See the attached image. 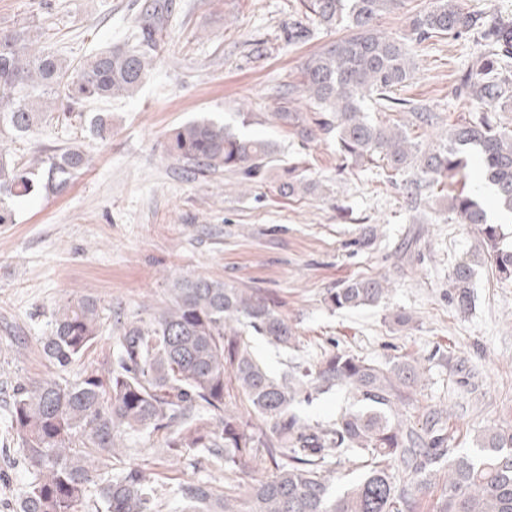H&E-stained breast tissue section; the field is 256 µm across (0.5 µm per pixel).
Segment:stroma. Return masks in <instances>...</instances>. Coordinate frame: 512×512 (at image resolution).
Segmentation results:
<instances>
[{"instance_id":"1","label":"stroma","mask_w":512,"mask_h":512,"mask_svg":"<svg viewBox=\"0 0 512 512\" xmlns=\"http://www.w3.org/2000/svg\"><path fill=\"white\" fill-rule=\"evenodd\" d=\"M137 2L0 0V29L30 27L76 64L123 43ZM175 3L166 51L140 92L86 107L111 115V140L89 139L76 117L50 119L30 139L0 137L18 156L78 142L92 157L64 193L45 190L16 203V223L0 224V512H12L27 480L17 439L6 431L9 398L20 382L59 374L40 347L52 311L85 294L97 298L100 336L82 364L100 369L112 359L117 319L162 306L180 276L277 296L297 342L287 350L253 337L271 372L331 348L378 362L405 356L425 365L417 398L447 409L459 450L485 429L512 425V284L497 279L476 229L447 211L438 189L410 202L383 163L341 169L333 139L305 144L270 118L278 88L299 81L305 58L343 30L313 24L309 37L289 39L298 0ZM410 50L413 77L393 95L438 113V124L419 125L412 109L389 112L372 102L367 109L405 124L426 147L469 114L455 85L478 47L470 38L437 37ZM203 118L272 141L283 159L305 161L318 190L287 197L272 175L249 183L226 173L188 175L167 159L165 143L173 128ZM367 226L377 233L370 252L355 245ZM465 259L473 264L474 302L461 314L448 303V273ZM368 274L390 282L382 303L328 307L329 289ZM399 310L413 315L410 326L390 323ZM129 446L162 512H172L184 482L224 487L223 465L169 458L159 435H139Z\"/></svg>"}]
</instances>
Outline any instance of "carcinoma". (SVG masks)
I'll use <instances>...</instances> for the list:
<instances>
[{
	"instance_id": "cac0c4a2",
	"label": "carcinoma",
	"mask_w": 512,
	"mask_h": 512,
	"mask_svg": "<svg viewBox=\"0 0 512 512\" xmlns=\"http://www.w3.org/2000/svg\"><path fill=\"white\" fill-rule=\"evenodd\" d=\"M306 18L347 35L323 45L302 66L301 79L279 90L273 123L301 142L331 135L342 167L381 160L396 173L409 169L406 195L423 186L445 192L448 211L475 225L502 282L512 283V244L501 225L471 196L449 191L466 178V149L497 199L512 211V129L487 109L512 112V20L466 10L460 0H431L405 36L379 28L401 0H299ZM173 0H145L122 45L90 54L74 66L39 44L26 27L0 30V133L34 134L45 113L84 115L92 102L132 97L149 77L166 43ZM437 35L476 38L479 51L461 71L455 93L472 103L469 117L441 142L420 150L398 124L368 115L365 101L399 111L390 96L413 74L409 43ZM306 97L312 111L295 108ZM88 131L112 139V118L96 113ZM166 157L195 174H236L244 181L277 168L279 191L292 197L316 188L299 167L277 158L271 142L240 136L209 119L173 129ZM91 159L79 145L22 161L0 148V224L16 223L13 204L41 188L61 193ZM470 262L453 266L449 301L472 308ZM391 292L384 276L351 278L327 293L337 310L375 306ZM281 302L261 290L237 288L202 276L176 279L169 304L119 323L112 363L86 368L62 382L43 378L14 388L8 428L17 436L28 481L16 512H161L142 469L121 460L123 441L145 431L163 433L173 456L244 471L255 458L273 469L264 479L240 481L216 492L206 482L181 487V512H512V426L489 428L476 448L451 447L448 411L424 407L420 420L403 418L425 375L420 362L394 356L375 362L326 351L274 376L254 355L247 336L287 348L296 331ZM41 337L44 356L66 370L78 365L100 332V306L82 295L58 306ZM344 389L358 408L327 424L294 411L313 395ZM242 398L253 417L234 409ZM350 462L358 476L336 489L331 473Z\"/></svg>"
}]
</instances>
